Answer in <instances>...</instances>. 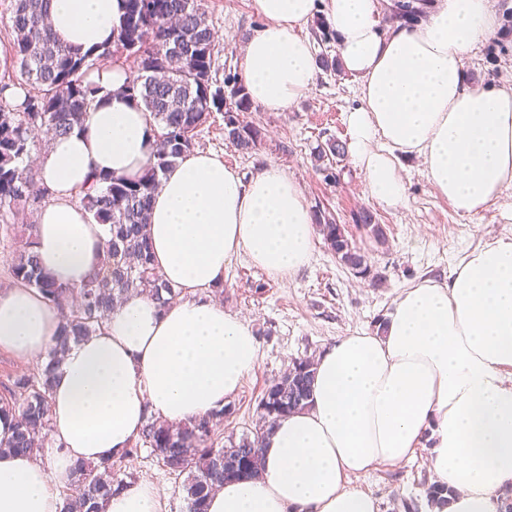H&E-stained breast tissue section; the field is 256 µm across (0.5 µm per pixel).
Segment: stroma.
Listing matches in <instances>:
<instances>
[{
  "label": "stroma",
  "mask_w": 512,
  "mask_h": 512,
  "mask_svg": "<svg viewBox=\"0 0 512 512\" xmlns=\"http://www.w3.org/2000/svg\"><path fill=\"white\" fill-rule=\"evenodd\" d=\"M218 34L214 50L217 81L238 75L239 51L246 38L263 23L253 0H197ZM470 77L497 87H512V8L504 10L497 31L485 38L476 55L466 60ZM359 103L357 87L344 71H319L315 85L282 112L253 106L245 121L261 128L263 139L255 152H239L224 138V115L213 113L196 137V150L209 152L236 168L243 176L273 163L285 169L302 188L309 204L323 206L337 223L350 227L353 243L366 255L368 277H359L316 240L306 266L293 277L271 278L246 256L232 259L220 298L226 312L246 319L259 343L257 369L245 376L232 397L235 410L220 429L241 436L259 423V400L266 385L280 377L293 360L319 356L337 337L378 330L391 312L397 296L425 277L445 280L450 270L485 240V229L512 238V197L503 196L483 214L467 218L457 214L447 199L429 184L420 162L400 160L405 183L403 204L383 207L367 192L362 176L350 158L336 166L335 179L316 171L313 148L335 139H349L346 115ZM367 208L381 224L384 238L352 227V215ZM429 449H417L413 458L394 466L379 467L352 478V487L371 493L380 512H429L425 489L434 478L428 468ZM118 476L134 483H149L161 503V512H184L178 479L168 474L149 449L137 456L114 460Z\"/></svg>",
  "instance_id": "stroma-1"
}]
</instances>
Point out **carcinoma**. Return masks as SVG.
Returning <instances> with one entry per match:
<instances>
[{
    "instance_id": "1",
    "label": "carcinoma",
    "mask_w": 512,
    "mask_h": 512,
    "mask_svg": "<svg viewBox=\"0 0 512 512\" xmlns=\"http://www.w3.org/2000/svg\"><path fill=\"white\" fill-rule=\"evenodd\" d=\"M14 38L9 54L0 62L17 69L28 86L20 104L6 96L0 85V209L18 211L29 202L48 195L20 161L28 155L34 138L52 141L80 127L99 87L87 80L99 59H133L134 75L126 77L123 93L141 105L155 123L157 149L154 161L136 179L92 174L79 192L80 202L92 220L107 227L102 271L80 286L54 281L41 267L35 250V226L18 229L0 224L11 240V283L35 288L56 307L59 332L45 360L27 373L16 375L0 396V417L15 419L14 434L0 442V454H34L47 441L52 428L51 388L53 372L69 344L102 328L117 298L128 293L146 294L164 303L177 291L157 271L150 246L149 224L152 197L159 175L194 150L198 129L224 103L237 114L249 112L252 102L245 87L232 79L213 80L214 49L218 31L208 23L197 0H121L117 40L101 52L84 54L56 41L49 22L50 0H9ZM224 135L243 153L258 149L259 127L237 120L224 124ZM345 154L336 141H328L315 153L317 170L328 171L333 159ZM315 225L327 249L343 265L361 275L370 273L367 258L352 243L345 226L326 211H313ZM353 222L383 238L369 209L353 214ZM314 361L297 359L288 373L266 387L269 397L262 408L258 428L227 441L217 435L224 415L233 406L201 417L190 427L149 419L125 456L137 448H149L169 474L183 478L186 512H206L205 503L214 488L236 478L240 462L247 473L261 470V443L275 421L306 407L310 397ZM132 486L112 471V463L79 462L67 476L62 490L61 512H103L106 499ZM453 490L437 482L428 486V506L441 507Z\"/></svg>"
}]
</instances>
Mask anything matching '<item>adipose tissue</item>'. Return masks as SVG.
Returning <instances> with one entry per match:
<instances>
[{
  "label": "adipose tissue",
  "mask_w": 512,
  "mask_h": 512,
  "mask_svg": "<svg viewBox=\"0 0 512 512\" xmlns=\"http://www.w3.org/2000/svg\"><path fill=\"white\" fill-rule=\"evenodd\" d=\"M328 4L339 58L360 104L347 116L348 152L379 205L402 204L401 157L418 159L436 192L464 217L512 191V87L468 79L465 61L495 32V0H427L414 25H381L383 0H255L263 25L239 58L252 102L280 112L317 79L308 34ZM52 31L85 53L115 40L118 0H50ZM99 92L83 126L41 159L53 199L38 214L36 250L57 282L100 268L103 225L74 204L92 173L133 178L157 132L123 95L124 70L91 75ZM150 241L168 305L131 294L104 330L72 342L52 382L50 445L0 455V512H60L55 482L79 461L121 457L147 417L191 424L222 411L258 363L255 331L209 290L233 257L286 280L312 255L315 226L298 182L276 164L245 179L194 151L161 174ZM60 316L33 288L0 292V348L45 353ZM453 493L443 512H499L512 490V238L492 236L447 280L401 292L382 330L339 337L315 365L308 408L279 418L263 442L259 477L225 483L207 512H378L348 479L411 458Z\"/></svg>",
  "instance_id": "adipose-tissue-1"
}]
</instances>
